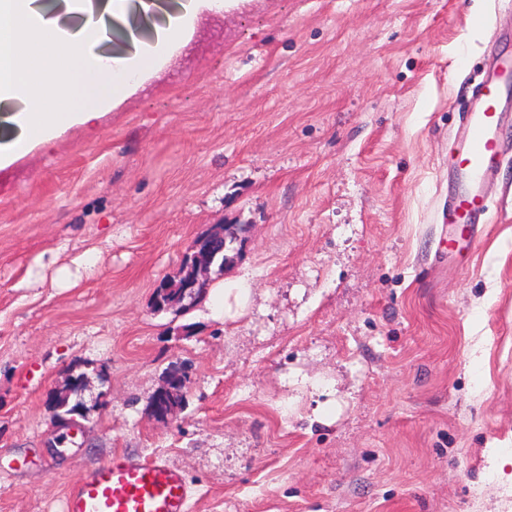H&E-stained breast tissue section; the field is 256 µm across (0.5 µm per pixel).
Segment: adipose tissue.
Returning <instances> with one entry per match:
<instances>
[{"mask_svg":"<svg viewBox=\"0 0 512 512\" xmlns=\"http://www.w3.org/2000/svg\"><path fill=\"white\" fill-rule=\"evenodd\" d=\"M80 16L76 30L62 28L54 10L33 7L32 0H0V103L20 107L1 118L9 132L0 138V169L12 165L35 146L49 143L69 127L90 125L121 105L142 80L188 43L196 21L206 12L225 8V0H182L167 27L157 29L154 43L126 35L132 54L107 58L95 47L105 34V17L125 22L130 4L150 14L156 0H65ZM65 48L66 59L47 57L39 76H30L19 41Z\"/></svg>","mask_w":512,"mask_h":512,"instance_id":"ef3b65f1","label":"adipose tissue"}]
</instances>
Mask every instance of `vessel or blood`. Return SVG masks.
<instances>
[{
	"label": "vessel or blood",
	"instance_id": "vessel-or-blood-1",
	"mask_svg": "<svg viewBox=\"0 0 512 512\" xmlns=\"http://www.w3.org/2000/svg\"><path fill=\"white\" fill-rule=\"evenodd\" d=\"M512 57H501L464 116L456 138L454 189L448 196V250L475 246L487 211V191L499 157L497 134ZM194 491L184 473L162 458L113 455L87 470L66 493L63 512H191Z\"/></svg>",
	"mask_w": 512,
	"mask_h": 512
}]
</instances>
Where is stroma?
<instances>
[{"label": "stroma", "mask_w": 512, "mask_h": 512, "mask_svg": "<svg viewBox=\"0 0 512 512\" xmlns=\"http://www.w3.org/2000/svg\"><path fill=\"white\" fill-rule=\"evenodd\" d=\"M500 52L512 0H241L0 170V512H62L116 452L181 469L192 512H512V96L453 262L445 223L459 110ZM220 224L245 242L208 281L246 307L154 311ZM78 373L68 437L50 396ZM185 377L168 376L167 382L152 396L151 409L159 419H167L173 416L180 408V396L182 388L187 386V372Z\"/></svg>", "instance_id": "stroma-1"}]
</instances>
